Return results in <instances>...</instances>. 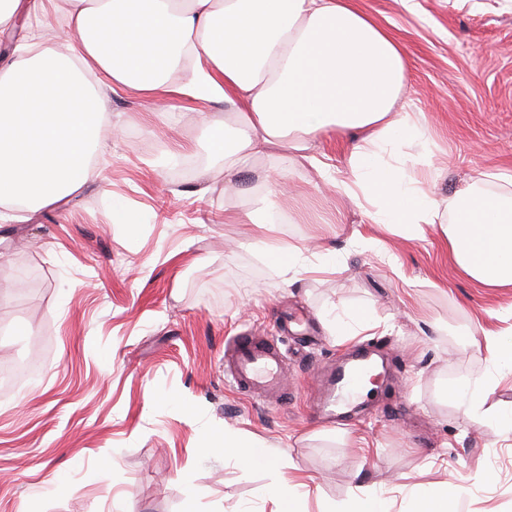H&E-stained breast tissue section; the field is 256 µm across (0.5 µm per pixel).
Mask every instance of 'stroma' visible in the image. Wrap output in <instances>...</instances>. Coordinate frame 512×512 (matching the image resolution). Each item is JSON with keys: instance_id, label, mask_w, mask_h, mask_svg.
<instances>
[{"instance_id": "35a3bbf8", "label": "stroma", "mask_w": 512, "mask_h": 512, "mask_svg": "<svg viewBox=\"0 0 512 512\" xmlns=\"http://www.w3.org/2000/svg\"><path fill=\"white\" fill-rule=\"evenodd\" d=\"M357 5L407 52L399 104L427 118L430 194L464 190L475 170L500 190L512 180V0ZM108 113L123 134L105 140L98 177L62 206L0 220V366L50 339L36 376L0 394V512H275L272 490L298 484L308 512L362 489L387 512L443 489L458 492L456 512H512V439L448 397L487 385L489 403L512 411V372L481 343L512 326V288L458 274L438 227L409 239L372 223L336 186L351 175V140L315 144L325 172L274 149L228 192L210 146L223 103L187 110L127 90ZM264 172L291 193L271 196ZM117 201L137 229L113 223ZM272 209L285 220L269 234L224 221ZM268 236L346 270L283 274L264 257ZM22 265L39 288H15ZM338 307L376 321L359 341L385 378L351 412L322 415L311 389L348 359L328 329ZM244 333L277 341L288 401L257 404L226 385L224 347ZM226 427L281 464L245 471L223 449L201 454L203 431Z\"/></svg>"}]
</instances>
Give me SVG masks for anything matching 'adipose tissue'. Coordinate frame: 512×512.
Instances as JSON below:
<instances>
[{"mask_svg": "<svg viewBox=\"0 0 512 512\" xmlns=\"http://www.w3.org/2000/svg\"><path fill=\"white\" fill-rule=\"evenodd\" d=\"M65 2L61 44L26 40L0 68V204L37 210L83 187L96 172L105 91L219 100L230 124L215 127L212 146L225 184L273 148L355 136L354 178L340 187L372 223L419 235L447 209L439 226L459 270L512 287V192H481L478 174L441 204L407 172L400 150L426 148V117L397 111L404 47L354 0Z\"/></svg>", "mask_w": 512, "mask_h": 512, "instance_id": "1", "label": "adipose tissue"}]
</instances>
